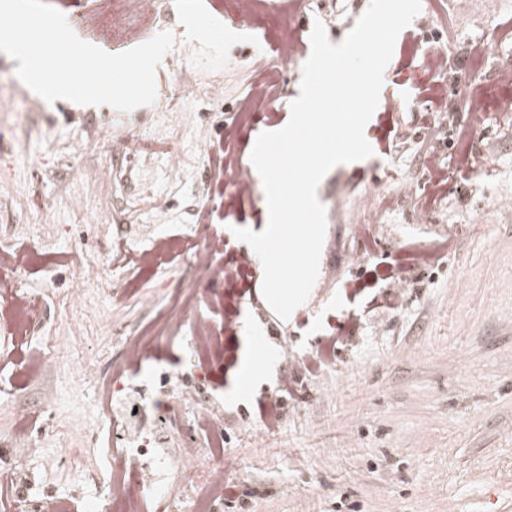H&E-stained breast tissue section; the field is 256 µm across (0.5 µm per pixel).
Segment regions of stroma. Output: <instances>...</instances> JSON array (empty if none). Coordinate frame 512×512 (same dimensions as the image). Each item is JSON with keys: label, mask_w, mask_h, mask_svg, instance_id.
Returning a JSON list of instances; mask_svg holds the SVG:
<instances>
[{"label": "stroma", "mask_w": 512, "mask_h": 512, "mask_svg": "<svg viewBox=\"0 0 512 512\" xmlns=\"http://www.w3.org/2000/svg\"><path fill=\"white\" fill-rule=\"evenodd\" d=\"M48 2L109 53L142 45L150 30L171 32L174 43L157 68L154 101L130 112L60 99L36 109L17 60L0 52V129L11 133L0 143V237L31 249L27 267L6 273L0 291L18 285L41 303L39 318L19 330L0 306V385L10 391L0 399V473L21 475L12 493L24 512H120L102 490L126 451L98 413L96 384L123 366L118 332L155 320L178 283L202 294L198 317L230 316L217 350L199 357L183 329L161 337L159 358L123 366V382L146 389L149 418L168 374L215 407L213 438L223 444L236 502L209 493L212 451L175 409V444L159 449L140 512H512V208L495 205L512 198V125L497 112L506 92L490 83L497 58L512 56V0H421L383 74L393 105H378L365 128L373 156L335 166L319 185L327 213L319 273L286 320L261 295L262 264L233 234L259 230L266 195L225 208L215 159L229 146L250 166L258 135L278 126L298 97L303 66H278V38H309L319 21L339 44L370 0H258L257 19L241 23L231 0H163L146 15L137 0ZM475 41L492 49L478 69ZM429 42L446 48L441 70L421 63ZM266 76L278 83L275 106L241 111ZM216 78L223 100L183 111L174 82L195 93ZM432 85L440 99L427 98ZM197 148L198 168L170 182L171 152ZM428 149L451 174L438 198L422 166ZM464 154L494 161L496 178L475 182L457 163ZM387 176L406 195L370 212L368 189ZM200 221L223 238L228 266L245 264L244 276L211 280L192 266L204 242L189 227ZM129 225L168 238L170 249L116 288L112 262ZM410 253L429 264L393 269L392 260ZM89 260L98 276L80 303L75 271ZM48 334L65 350L30 372L28 357ZM258 336L268 337L272 360L239 383L240 353ZM323 353L328 365L306 370L305 360ZM287 377L295 381L289 392ZM278 398L284 407L271 429L266 410ZM22 431L40 441L26 456L12 448ZM60 436L80 449V465L56 446ZM185 445L200 450L187 480L176 464Z\"/></svg>", "instance_id": "1"}]
</instances>
